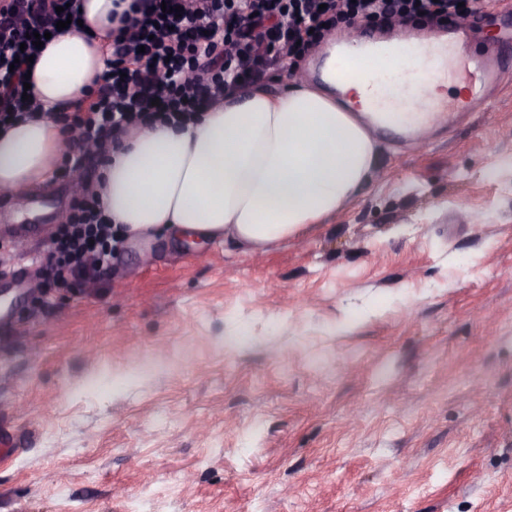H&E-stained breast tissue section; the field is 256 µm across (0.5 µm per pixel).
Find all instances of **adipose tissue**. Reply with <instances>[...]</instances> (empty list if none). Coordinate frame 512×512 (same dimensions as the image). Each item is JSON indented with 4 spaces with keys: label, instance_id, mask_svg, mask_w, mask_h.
<instances>
[{
    "label": "adipose tissue",
    "instance_id": "1",
    "mask_svg": "<svg viewBox=\"0 0 512 512\" xmlns=\"http://www.w3.org/2000/svg\"><path fill=\"white\" fill-rule=\"evenodd\" d=\"M113 8L82 0V27L38 58L30 84L46 115L0 130V188L33 190L56 171L65 143L49 115L104 70L90 38L111 30ZM380 151L358 114L325 91L301 84L275 96L254 85L225 93L194 122L124 136L103 168L102 202L133 240L224 239L264 253L350 203L374 177Z\"/></svg>",
    "mask_w": 512,
    "mask_h": 512
}]
</instances>
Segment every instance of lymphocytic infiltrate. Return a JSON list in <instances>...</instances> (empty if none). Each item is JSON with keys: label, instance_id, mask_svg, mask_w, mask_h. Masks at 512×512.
Segmentation results:
<instances>
[{"label": "lymphocytic infiltrate", "instance_id": "1", "mask_svg": "<svg viewBox=\"0 0 512 512\" xmlns=\"http://www.w3.org/2000/svg\"><path fill=\"white\" fill-rule=\"evenodd\" d=\"M482 8V0H133L102 44L108 65L96 88L53 115L67 137L63 165L103 159L109 141L139 127L194 120L267 64L304 60L339 22L443 26ZM79 9V0H0V127L41 109L23 96L27 59L40 54L27 34L56 33L58 20L80 19ZM113 239L100 192L79 187L51 239L44 277L95 281L112 265Z\"/></svg>", "mask_w": 512, "mask_h": 512}]
</instances>
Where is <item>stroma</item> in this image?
Here are the masks:
<instances>
[{
  "mask_svg": "<svg viewBox=\"0 0 512 512\" xmlns=\"http://www.w3.org/2000/svg\"><path fill=\"white\" fill-rule=\"evenodd\" d=\"M298 240L0 277V512H512V80ZM38 197L65 221L71 189Z\"/></svg>",
  "mask_w": 512,
  "mask_h": 512,
  "instance_id": "1",
  "label": "stroma"
}]
</instances>
